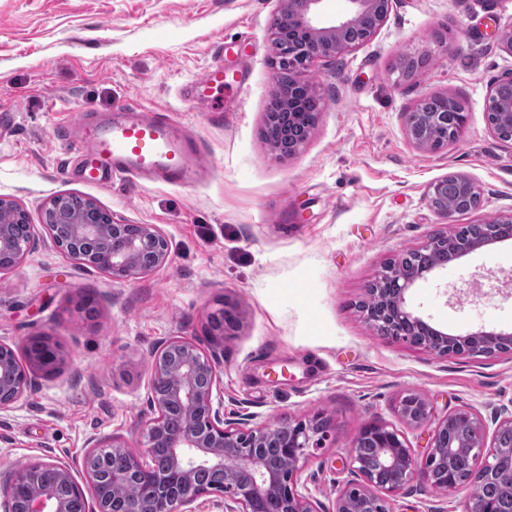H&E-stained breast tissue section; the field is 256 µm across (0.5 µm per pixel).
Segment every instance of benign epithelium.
<instances>
[{
	"instance_id": "obj_1",
	"label": "benign epithelium",
	"mask_w": 512,
	"mask_h": 512,
	"mask_svg": "<svg viewBox=\"0 0 512 512\" xmlns=\"http://www.w3.org/2000/svg\"><path fill=\"white\" fill-rule=\"evenodd\" d=\"M323 0H304L296 15H289L290 0H279L277 18L307 34V41L292 44L283 36L280 26L271 25L268 38L271 64L288 70V83L276 78L273 94L280 95L293 111L298 90H315L310 67L325 59H334L360 46L350 41V34L366 16L375 24L363 41L371 39L385 22L391 0H346L344 13L326 23L321 19ZM512 89V71L494 80L488 89L486 107L490 132L502 141L503 128H512V97L503 91ZM441 122L438 114L420 112L405 114L406 133L417 148L425 147L430 130ZM453 182L463 197L479 193V186L467 175L454 173L435 181L428 189L430 206L446 219L452 213L442 207L448 182ZM66 195H58L44 205L43 212L61 208L62 221L70 224L71 237L56 238L49 224L42 228L55 246L79 263L96 268L114 280L134 281L160 268L170 260L167 237L155 224H139L137 231L124 237L126 225L100 224L90 214L80 216L63 208ZM37 225L26 224V232L0 224V256L8 255L9 264L0 263V274L17 268L30 253L37 235ZM438 269L431 266L423 271H407L400 275L396 288H367L366 320L382 336L398 342L408 340L395 335L394 326L402 321L432 328L438 346L426 351L440 357L493 356L497 346L511 343L512 333L477 331L453 335L431 327L422 316L408 308L406 294L416 281ZM39 344L28 365L17 359L14 345L0 340V413L22 405L27 391L37 384L38 375L48 376L58 371L64 361L63 351L41 334L32 336L28 344ZM218 358L215 351L202 347L201 340L172 336L159 343L153 352L149 381L148 407L151 417L142 431V451L134 452L127 443L114 436L108 440L89 441L91 449L82 459L81 468L91 497H86L77 483L71 464L56 459L29 460L14 469L9 478L0 482V508L3 512H70L62 491L78 496L82 512H123L100 493L103 485L112 486V494L124 492L137 484L148 482L168 485L170 489L146 496L136 512H197L196 502L207 494L217 493L222 512H270L271 500L280 502L276 512H391L390 497L414 488H433L436 477L433 464L438 457L451 460L456 449L441 444L448 424L461 420L478 438L467 483L457 481L453 470L446 472L447 482L442 494L448 496V509L434 512H456L453 499L466 489L463 512H500L495 501L480 502L476 488L488 479L512 486V448L502 451L498 438L502 431L512 430V403L502 405L485 418L471 408L459 409L443 419H435L433 408L422 398L421 413L411 420L420 427L432 426L427 451L418 456L402 434L380 422L364 425L351 442L340 472L346 474L333 509L316 498L309 488L315 474L304 475L310 458L336 442L333 421L317 412L311 416L288 421L285 434L277 441L282 465H265L260 454L270 438L271 427L252 423L247 416L236 421L224 418V401L214 395L218 388ZM369 441L380 449L382 464L394 473L386 484L376 483L355 452L361 442ZM121 454L126 458L124 469L109 470L93 467L96 457Z\"/></svg>"
}]
</instances>
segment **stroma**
Instances as JSON below:
<instances>
[{
    "label": "stroma",
    "mask_w": 512,
    "mask_h": 512,
    "mask_svg": "<svg viewBox=\"0 0 512 512\" xmlns=\"http://www.w3.org/2000/svg\"><path fill=\"white\" fill-rule=\"evenodd\" d=\"M278 0H0V198L31 223L54 196L97 202L118 224H155L169 262L123 282L64 255L45 234L0 276V340L24 346L45 333L64 351L22 407L0 414V479L45 451L81 459L88 438L142 441L150 354L171 336L204 338L209 319L236 305L218 363L224 415L282 423L315 412L336 426L334 447L309 463L311 489L336 499L338 460L366 422L386 423L423 452L429 430L402 419L413 393L436 418L482 414L512 402V353L439 357L380 336L358 309L381 266L453 224L512 211V141L488 129L490 82L512 70V0H392L387 19L353 52L318 62L320 115L294 155L261 137L275 76L267 30ZM223 40L224 57L210 45ZM426 56L409 80L397 66ZM243 68V87L186 100L208 66ZM448 93L467 116L462 137L439 151L415 147L405 114ZM165 108L208 152L190 187L117 180L95 188L65 178L74 157L66 127L85 112ZM471 177L479 207L447 220L428 188L449 173ZM92 290L98 313L80 310ZM408 303L438 329L512 332V239L418 281Z\"/></svg>",
    "instance_id": "1"
}]
</instances>
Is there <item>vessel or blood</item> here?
<instances>
[{
	"label": "vessel or blood",
	"mask_w": 512,
	"mask_h": 512,
	"mask_svg": "<svg viewBox=\"0 0 512 512\" xmlns=\"http://www.w3.org/2000/svg\"><path fill=\"white\" fill-rule=\"evenodd\" d=\"M240 78L229 75L222 64L204 70L188 85L189 95L205 90L238 87ZM75 143V164L66 166V177L90 186H108L125 180L135 184L161 182L185 187L199 182L206 172L204 146L193 139L163 109L149 112L127 109L95 121L80 120Z\"/></svg>",
	"instance_id": "obj_1"
}]
</instances>
